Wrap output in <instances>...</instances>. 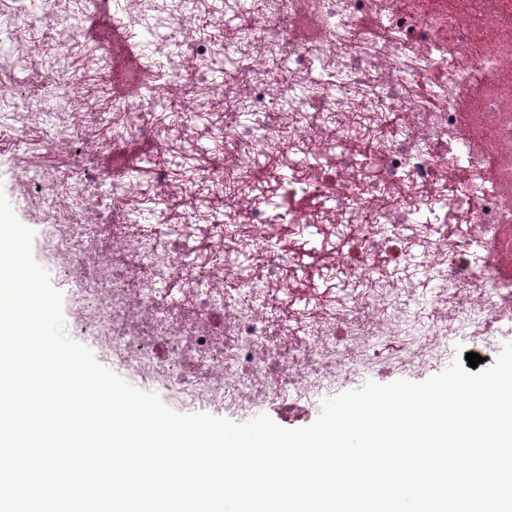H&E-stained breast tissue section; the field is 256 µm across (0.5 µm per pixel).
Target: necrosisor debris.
Instances as JSON below:
<instances>
[{
	"instance_id": "necrosis-or-debris-1",
	"label": "necrosis or debris",
	"mask_w": 512,
	"mask_h": 512,
	"mask_svg": "<svg viewBox=\"0 0 512 512\" xmlns=\"http://www.w3.org/2000/svg\"><path fill=\"white\" fill-rule=\"evenodd\" d=\"M157 8V0H0V128L16 146L5 173L31 203L55 286L79 284L70 326L130 375L233 415L310 398L364 364L425 375L459 336L494 356L512 335V278L499 257L512 233V0H264L252 13L226 10L225 35L243 28L250 38L224 76V120L211 130L224 159L204 185L215 195L229 182L254 185L250 162L272 143L322 161L289 177L290 205L271 213L239 204L231 224L211 226L205 247L194 225L171 223L160 209L150 238L118 223L139 185L91 164L109 146L98 134L108 126H123L125 143L167 147L174 132L140 111L142 93L186 113L212 93L219 43L193 36L189 0L159 26L150 20ZM92 10L131 28L151 63L103 112L88 108L87 73L70 55ZM34 26L49 45L38 59L24 38ZM283 100L287 110L275 111ZM57 150L82 166L33 165ZM478 177L485 187L475 198L468 188ZM312 224L353 226L322 246L356 283L378 266L405 265L410 249L397 230L414 229L437 288L398 281L340 299L322 294L312 314L284 318L291 274L302 267L295 242ZM273 235L281 246H268ZM236 252L253 255L258 272L240 275L228 259ZM174 281L183 301L164 289ZM396 335L402 356L381 355L379 343Z\"/></svg>"
}]
</instances>
